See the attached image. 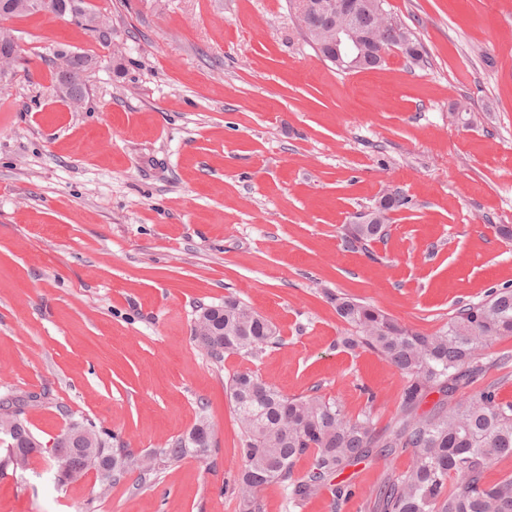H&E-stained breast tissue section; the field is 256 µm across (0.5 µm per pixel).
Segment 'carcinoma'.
<instances>
[{
  "instance_id": "1",
  "label": "carcinoma",
  "mask_w": 512,
  "mask_h": 512,
  "mask_svg": "<svg viewBox=\"0 0 512 512\" xmlns=\"http://www.w3.org/2000/svg\"><path fill=\"white\" fill-rule=\"evenodd\" d=\"M19 2L0 0V37L12 33L3 22L28 14ZM56 2L67 11L78 10L89 22L97 19L112 27L111 18L87 0ZM357 22L373 35L358 70L382 65L377 55L381 48H397L412 61L422 58L421 42L392 14H360ZM304 36L326 57L325 35L318 25L306 23ZM66 62L67 68L55 72V82L64 96L81 102L95 56L77 53ZM402 205L403 197L387 195L376 209V222L345 225L348 248L370 252L371 243L388 235L389 212ZM333 300L337 315L353 328L341 345L378 354L405 379L401 413L380 434L370 411L352 417L334 399L317 394L288 396L252 371L234 373L226 391L238 426L235 449L242 462L233 489L237 512H260L258 493L270 484L284 485L296 506L328 491L337 512L356 494L351 483L338 480L346 468L374 455L386 460L406 451L411 455L409 465L370 494L376 512H512V474L493 484L486 482L496 462L512 458V403L500 400L499 379L464 392L485 375L481 351L502 336H512V289H495L481 302L459 306L448 324L432 333L407 330L382 309L346 294H336ZM193 339L217 363L226 354L256 356L282 343L276 327L232 294L221 304L198 307ZM433 392L441 395L439 401L428 411L420 410ZM50 400L46 390L1 397L0 445L15 471L26 469L36 454L49 455L58 487L93 470L104 496L130 470L138 471L145 481L160 465L202 457L211 448L210 425L202 419L171 446L135 455L112 445L110 432L88 418H75L57 403L68 423L48 449L27 427L24 415L27 407ZM307 454L312 456L309 469L294 475L297 460Z\"/></svg>"
}]
</instances>
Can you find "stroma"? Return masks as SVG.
I'll use <instances>...</instances> for the list:
<instances>
[{"label": "stroma", "mask_w": 512, "mask_h": 512, "mask_svg": "<svg viewBox=\"0 0 512 512\" xmlns=\"http://www.w3.org/2000/svg\"><path fill=\"white\" fill-rule=\"evenodd\" d=\"M123 62L70 19L11 18L15 75L0 83V396L49 390L26 425L44 443L57 410L91 419L134 454L169 447L199 417L207 456L109 497L64 488L42 458L0 474V512H235L241 467L229 375L287 395L400 413L404 379L338 346L330 297L375 304L428 333L456 308L512 287V0H386L422 42L344 73L297 29L288 0H89ZM65 52L98 59L83 105L63 102ZM471 111H456L460 100ZM388 238L370 253L342 227L388 194ZM237 297L280 331L255 357L210 359L192 340L200 304ZM409 453L346 468L365 496Z\"/></svg>", "instance_id": "stroma-1"}]
</instances>
